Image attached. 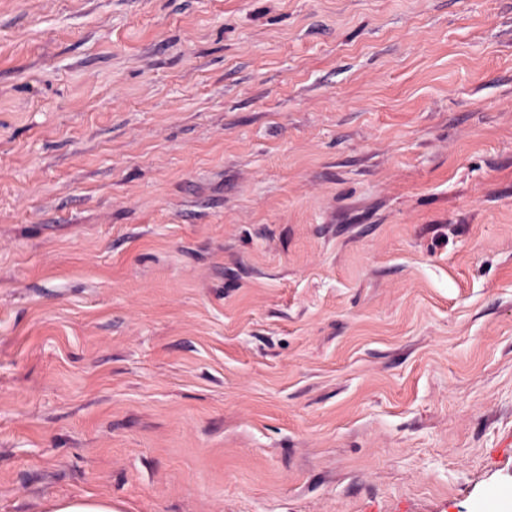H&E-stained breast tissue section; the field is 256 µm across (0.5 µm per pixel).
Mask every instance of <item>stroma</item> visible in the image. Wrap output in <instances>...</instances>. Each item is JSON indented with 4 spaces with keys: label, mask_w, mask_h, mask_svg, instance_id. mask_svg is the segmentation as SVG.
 <instances>
[{
    "label": "stroma",
    "mask_w": 512,
    "mask_h": 512,
    "mask_svg": "<svg viewBox=\"0 0 512 512\" xmlns=\"http://www.w3.org/2000/svg\"><path fill=\"white\" fill-rule=\"evenodd\" d=\"M512 512V0H0V512ZM50 512H114L109 498L75 497L51 502Z\"/></svg>",
    "instance_id": "obj_1"
}]
</instances>
